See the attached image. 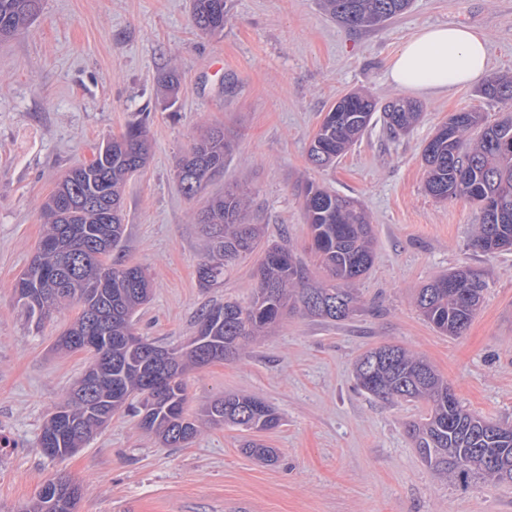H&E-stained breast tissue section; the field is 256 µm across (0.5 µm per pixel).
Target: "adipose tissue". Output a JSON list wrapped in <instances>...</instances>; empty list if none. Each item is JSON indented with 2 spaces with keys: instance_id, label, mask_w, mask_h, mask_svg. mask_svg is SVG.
<instances>
[{
  "instance_id": "1",
  "label": "adipose tissue",
  "mask_w": 512,
  "mask_h": 512,
  "mask_svg": "<svg viewBox=\"0 0 512 512\" xmlns=\"http://www.w3.org/2000/svg\"><path fill=\"white\" fill-rule=\"evenodd\" d=\"M488 40L474 29L456 25L427 28L408 39L389 67L394 85L435 91L485 79Z\"/></svg>"
}]
</instances>
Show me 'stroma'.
I'll return each mask as SVG.
<instances>
[{"mask_svg": "<svg viewBox=\"0 0 512 512\" xmlns=\"http://www.w3.org/2000/svg\"><path fill=\"white\" fill-rule=\"evenodd\" d=\"M227 9L223 32L206 36L192 25L190 0H41L33 22L0 42V512H22L61 474L82 488L76 512H512V483L463 489L423 465L406 425L425 413L424 402L384 403L354 380L360 355L398 344L427 359L468 411L512 423V251L474 250L479 210L429 196L422 162L450 113L467 106L492 122L503 107L474 85L414 92L388 78L402 43L440 25L484 33L490 75L512 73V0H412L373 30L341 26L320 0H227ZM173 69L181 79L172 91ZM356 90L381 104L420 102L421 119L392 137L375 118L333 166L313 168L308 147L325 113ZM143 117L151 156L124 188L120 257L152 279L136 324L147 341L183 346L202 310L249 301L257 255L236 261L217 286L202 287L197 276L206 249L198 215L227 187L248 188L265 241L288 242L307 263L306 182L358 199L374 228L372 267L354 285L355 315L336 324L285 316L241 356L184 376L190 415L227 394L272 406L281 422L262 439L275 461L244 454L245 434L234 427L204 426L169 448L122 413L66 459L38 445L89 356L52 349L77 308L35 326L17 309L13 285L60 176ZM205 124L223 127L230 150L223 170L189 198L176 162ZM464 265L482 271L484 301L464 336L450 338L413 298Z\"/></svg>", "mask_w": 512, "mask_h": 512, "instance_id": "1", "label": "stroma"}]
</instances>
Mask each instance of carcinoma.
<instances>
[{"mask_svg": "<svg viewBox=\"0 0 512 512\" xmlns=\"http://www.w3.org/2000/svg\"><path fill=\"white\" fill-rule=\"evenodd\" d=\"M40 0H0V41L23 30L38 14ZM411 0H322L323 9L350 29H373L406 12ZM227 0H191L196 29L221 33ZM479 95L502 102L509 111L492 123L482 113L461 108L450 128L440 124L422 150L427 193L437 201L463 198L481 206L491 199L495 209L481 210L471 247L485 254L512 249V76L494 77ZM341 122L322 121L309 147L317 168L331 165L383 114L392 134L406 132L420 117V107L395 100L382 107L357 92L340 99ZM229 145L224 131L210 127L177 164L183 193L194 197L210 177L224 169ZM149 130L132 123L119 138L102 144L92 161L66 172L44 205L45 230L25 272L16 280V303L26 319L37 325L55 311L77 306L80 314L54 341L61 351L84 350L83 337L101 336L104 351H92L102 378L95 386L78 381L56 407L69 416L65 430L48 419L38 445L52 439L53 458L63 459L83 447L112 415L134 412L140 428L154 433L165 446L185 444L198 433L199 418L186 412L182 376L192 366L236 357L249 342L274 329L294 311L336 323L359 309L350 288L372 265L373 231L359 201L309 182L303 208L311 235L314 263L320 280L286 243H265L261 227L250 223L252 198L238 186L211 198L199 223L209 250L198 266V278L208 288L224 281V272L237 259L261 252L257 282L250 301L227 300L201 314L197 352H183L170 366L173 378L163 392L152 390L150 378L163 369L144 352L129 347L135 335L134 316L150 296L151 282L138 265L112 258L125 232L123 189L149 160ZM486 282L480 271L460 266L419 289L415 305L440 334L461 337L484 300ZM357 386L376 400L423 401L427 411L407 425V434L426 467L467 487L475 480L512 482V424L493 422L464 409L453 390L414 352L398 345L374 348L355 364ZM210 425L231 424L252 433L280 425L277 412L258 398L227 395L203 410ZM246 453L266 461L275 451L254 439L243 443ZM58 498L37 493L26 512H70L75 507L69 481L63 477Z\"/></svg>", "mask_w": 512, "mask_h": 512, "instance_id": "obj_1", "label": "carcinoma"}]
</instances>
